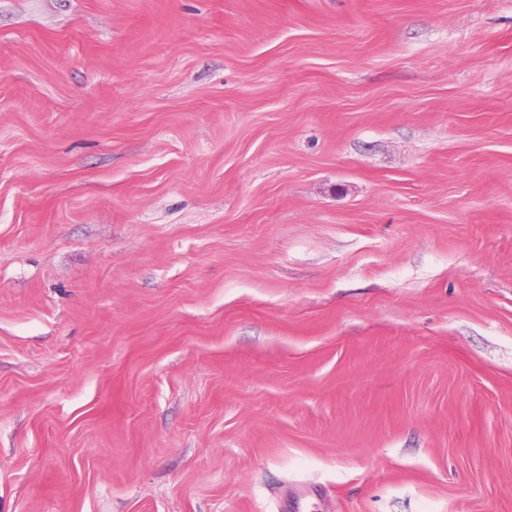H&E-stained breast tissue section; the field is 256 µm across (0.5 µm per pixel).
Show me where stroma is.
<instances>
[{
    "instance_id": "1",
    "label": "stroma",
    "mask_w": 512,
    "mask_h": 512,
    "mask_svg": "<svg viewBox=\"0 0 512 512\" xmlns=\"http://www.w3.org/2000/svg\"><path fill=\"white\" fill-rule=\"evenodd\" d=\"M0 512H512V0H0Z\"/></svg>"
}]
</instances>
